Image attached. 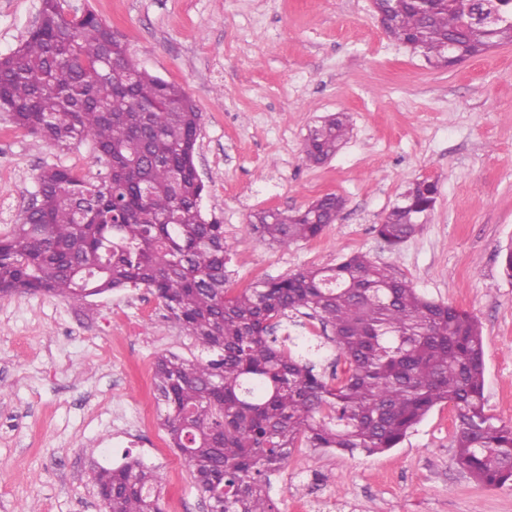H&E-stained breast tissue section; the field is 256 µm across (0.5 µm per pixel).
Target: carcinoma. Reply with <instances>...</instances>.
<instances>
[{
  "instance_id": "cac0c4a2",
  "label": "carcinoma",
  "mask_w": 512,
  "mask_h": 512,
  "mask_svg": "<svg viewBox=\"0 0 512 512\" xmlns=\"http://www.w3.org/2000/svg\"><path fill=\"white\" fill-rule=\"evenodd\" d=\"M382 30L440 68L512 43V0H377ZM0 112L57 146L90 140L106 172L86 179L63 166L38 177L37 209L0 237V296L79 300L120 288L152 290L201 348L160 355L162 426L200 497L214 512H278L269 475L293 448L368 456L399 445L428 413L451 403L458 466L490 487L512 483V426L485 411L481 326L420 295L365 254L326 268L225 288L224 227L207 220L195 157L201 114L178 85L139 70L128 45L88 12L70 19L42 0L38 23L0 57ZM350 133L343 113L309 130L303 153L319 164ZM438 187L409 186L378 233L392 246L433 210ZM326 194L288 214L262 210L249 229L288 247L317 237L343 209ZM331 327L295 354L284 342L296 318ZM343 377L317 370L328 346ZM112 490L102 512H161V474L139 462L93 470Z\"/></svg>"
}]
</instances>
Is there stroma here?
<instances>
[{"instance_id":"35a3bbf8","label":"stroma","mask_w":512,"mask_h":512,"mask_svg":"<svg viewBox=\"0 0 512 512\" xmlns=\"http://www.w3.org/2000/svg\"><path fill=\"white\" fill-rule=\"evenodd\" d=\"M119 30L139 69L173 82L201 114V208L224 226L227 286L276 279L363 253L425 297L475 316L485 409L512 423V44L449 69L390 40L370 0H61ZM41 0H0V55L35 25ZM352 134L319 165L303 158L321 117ZM97 177L92 142L60 148L0 113V236L45 167ZM435 181L426 224L398 247L378 235L409 183ZM326 194L346 204L316 238L288 247L247 231L253 213L294 212ZM199 355L146 288L84 300L0 297V512H100L89 468L104 453L158 468L162 512H204L181 454L166 447L153 391L157 356ZM459 420L435 407L396 448L367 456L293 449L270 477L278 512L319 484L325 512H512V485H482L456 464Z\"/></svg>"}]
</instances>
